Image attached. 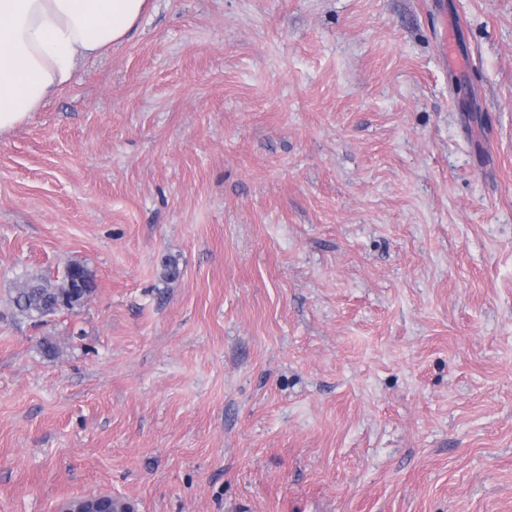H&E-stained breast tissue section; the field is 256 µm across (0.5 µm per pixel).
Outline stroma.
Segmentation results:
<instances>
[{
    "label": "stroma",
    "mask_w": 512,
    "mask_h": 512,
    "mask_svg": "<svg viewBox=\"0 0 512 512\" xmlns=\"http://www.w3.org/2000/svg\"><path fill=\"white\" fill-rule=\"evenodd\" d=\"M110 493L512 512V0H149L0 138V512ZM78 270L85 277V288L80 289L73 297V291L68 288L71 270ZM96 283L91 272L79 263L70 264L62 279L51 282L45 277L32 276L15 288L12 297L14 307L21 315L27 317H44L61 310H73L81 306L94 292ZM65 300L68 307L59 305Z\"/></svg>",
    "instance_id": "stroma-1"
}]
</instances>
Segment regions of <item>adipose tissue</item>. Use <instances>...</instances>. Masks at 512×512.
I'll return each mask as SVG.
<instances>
[{"instance_id":"ef3b65f1","label":"adipose tissue","mask_w":512,"mask_h":512,"mask_svg":"<svg viewBox=\"0 0 512 512\" xmlns=\"http://www.w3.org/2000/svg\"><path fill=\"white\" fill-rule=\"evenodd\" d=\"M148 0H0V137L137 27Z\"/></svg>"}]
</instances>
